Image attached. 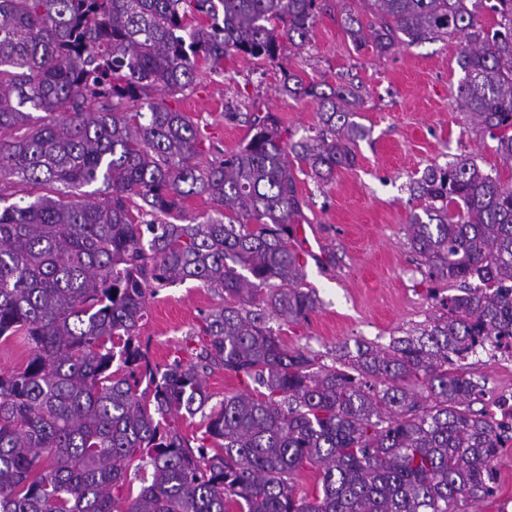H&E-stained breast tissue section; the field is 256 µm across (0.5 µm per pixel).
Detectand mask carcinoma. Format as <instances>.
I'll return each mask as SVG.
<instances>
[{"label":"carcinoma","instance_id":"cac0c4a2","mask_svg":"<svg viewBox=\"0 0 512 512\" xmlns=\"http://www.w3.org/2000/svg\"><path fill=\"white\" fill-rule=\"evenodd\" d=\"M322 0H0V181L33 188L0 207V512H466L495 493L506 438L473 409L465 361L512 336V184L470 156L410 183L425 201L409 241L442 313L336 348L329 366L269 325L317 309L291 247L294 167L322 182L356 161L364 127L345 86L284 71L282 92L318 102L315 135L286 143L276 117L248 118L239 150L193 162L196 122L161 95L188 89L199 61L275 59L309 43ZM356 49L461 35L457 107L512 160V0H361ZM64 117L44 122L38 113ZM101 182V202L69 197ZM205 195L213 213L185 224ZM168 220L155 221L156 215ZM224 293L197 362L151 365L139 338L157 289ZM253 379L212 403L205 375ZM200 418L198 445L168 424ZM317 469L312 494L296 477ZM4 346L7 348L0 346V371L2 370L7 372L21 368L26 362L27 353L25 352V346L19 342L17 344ZM1 355L5 356L3 364Z\"/></svg>","mask_w":512,"mask_h":512}]
</instances>
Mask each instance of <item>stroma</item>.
Masks as SVG:
<instances>
[{
  "mask_svg": "<svg viewBox=\"0 0 512 512\" xmlns=\"http://www.w3.org/2000/svg\"><path fill=\"white\" fill-rule=\"evenodd\" d=\"M359 8L358 0H326L302 50H283L275 61L228 57L217 73L200 64L193 88L166 98L169 107L197 122L195 161L205 166L247 139L246 114L272 113L291 142L317 126L314 101L282 93L283 70L308 82L357 88L355 119L366 136L357 143L354 166L338 169L325 185L296 175L301 210L295 222L320 241L304 267V282L319 306L305 322L281 326L279 334L288 347L308 348L325 363L339 344H385L438 313L428 267L408 240L409 218L423 207L409 193L413 179L464 155L484 171L512 179V165L494 141L476 132L469 114L454 104L463 77L457 65L463 37L403 43L384 55L370 46L357 50L341 16ZM221 302L217 290L197 281L159 289L139 331L151 363L194 361L201 343L193 331Z\"/></svg>",
  "mask_w": 512,
  "mask_h": 512,
  "instance_id": "35a3bbf8",
  "label": "stroma"
}]
</instances>
